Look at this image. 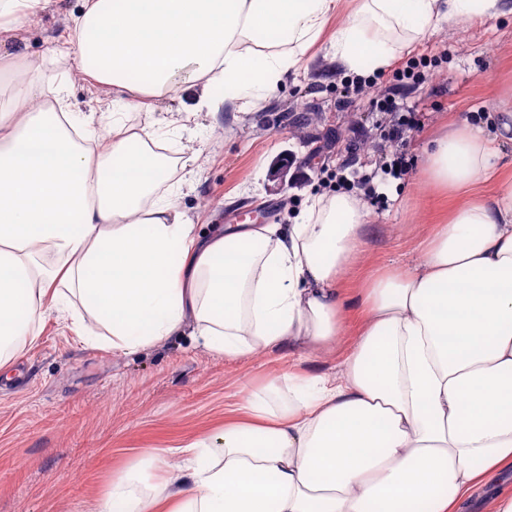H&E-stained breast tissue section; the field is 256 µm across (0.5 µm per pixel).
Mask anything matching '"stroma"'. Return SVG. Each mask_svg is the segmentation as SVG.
<instances>
[{
	"label": "stroma",
	"mask_w": 512,
	"mask_h": 512,
	"mask_svg": "<svg viewBox=\"0 0 512 512\" xmlns=\"http://www.w3.org/2000/svg\"><path fill=\"white\" fill-rule=\"evenodd\" d=\"M81 5L48 0L6 49L32 72L67 78L72 102L95 110L109 100L107 87L86 83L53 53ZM412 56L423 61L419 76L398 79L396 68ZM353 86L358 94H350ZM511 88L512 15L448 21L398 52L389 67L362 76L336 67L317 43L273 89L237 101L218 117L199 115L202 133L180 140L197 160L194 184L179 202L206 233L257 208L272 211L274 223H287L313 196L328 193L337 177L353 182L371 172L379 153L410 158L407 176L377 182L378 201L364 203L365 254L342 285L345 336L326 357L283 349L227 360L189 336L129 353L75 336L48 311L38 339L20 345L8 375L0 374V512H94L111 494L113 477L135 465L142 449L174 448L222 430L235 419L244 390L289 373L335 374L361 321L363 279L384 265L414 263L418 243L448 214L452 197L420 181L433 139L461 123L496 135L499 100ZM382 95L396 99L399 110L376 109L373 100ZM195 102L179 87L156 108L153 122L135 112L128 120L136 133L152 137ZM408 110L416 113L420 131L404 143L387 141L386 130ZM302 112L321 113L312 134H343L357 164L344 166L334 155L316 172L300 165L307 149L292 130ZM286 152L297 163L293 185L281 191L268 174Z\"/></svg>",
	"instance_id": "stroma-1"
}]
</instances>
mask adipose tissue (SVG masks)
I'll return each mask as SVG.
<instances>
[{
  "instance_id": "ef3b65f1",
  "label": "adipose tissue",
  "mask_w": 512,
  "mask_h": 512,
  "mask_svg": "<svg viewBox=\"0 0 512 512\" xmlns=\"http://www.w3.org/2000/svg\"><path fill=\"white\" fill-rule=\"evenodd\" d=\"M341 2L82 0L57 54L111 87V111L82 112L64 81H0V370L48 304L130 353L184 333L232 360L335 349L363 203L319 195L287 226L197 234L167 181L171 139L142 140L127 113L180 84L212 115L270 90ZM507 14L512 0H358L329 52L373 72L448 20ZM501 159L481 129L441 135L421 180L459 200L417 264L365 280L338 375L248 389L178 465L144 449L153 473L113 478L99 512H464L512 470V180L473 190Z\"/></svg>"
}]
</instances>
